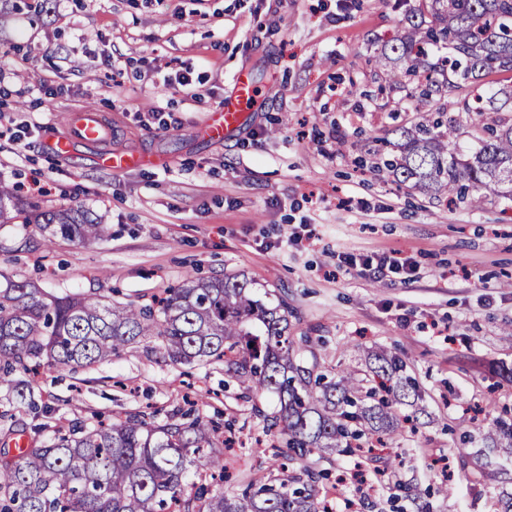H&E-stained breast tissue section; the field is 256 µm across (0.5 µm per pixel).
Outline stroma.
<instances>
[{"instance_id":"obj_1","label":"stroma","mask_w":512,"mask_h":512,"mask_svg":"<svg viewBox=\"0 0 512 512\" xmlns=\"http://www.w3.org/2000/svg\"><path fill=\"white\" fill-rule=\"evenodd\" d=\"M418 0H50V14L0 19V183L20 206L79 207L106 233L48 241L38 225L0 224V275L53 294L147 305L188 277L242 274L258 295L284 296L298 360L368 379L375 354L403 364L425 409L416 431L365 460L311 455L337 512H493L512 493V463L486 461L481 432L512 411L511 202L489 194L447 208L441 194L375 171L380 142L428 106L380 66ZM260 93L240 131L195 136L240 71ZM191 83L179 85V76ZM112 122L113 149L163 157L114 174L91 149L53 155L73 112ZM299 230L303 239L291 244ZM402 252L408 279L345 273L340 255ZM32 387L51 427L146 407L168 412L194 388L201 415L232 424L242 480L279 474L283 449L239 399L223 363L188 368L161 348H124L79 370L44 367ZM447 493H440V485Z\"/></svg>"}]
</instances>
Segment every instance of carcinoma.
I'll return each mask as SVG.
<instances>
[{"instance_id":"1","label":"carcinoma","mask_w":512,"mask_h":512,"mask_svg":"<svg viewBox=\"0 0 512 512\" xmlns=\"http://www.w3.org/2000/svg\"><path fill=\"white\" fill-rule=\"evenodd\" d=\"M423 2L426 10L404 17L382 64H403L400 74L411 83L422 70L441 71L443 79L427 78L420 97L431 103L459 93L478 147L458 149L456 124L445 127L428 113L399 129L397 155L385 167L398 183L446 192L454 205H480L487 188L511 199L512 118L502 112L512 93L491 88L473 96L470 88L488 72H512V0ZM440 43L448 55L431 64L426 46ZM13 199V189L0 185V223L14 219ZM29 223L43 225L50 242L83 243L105 234L102 222L73 207L43 211L33 204ZM153 340L176 364L224 363L255 413L253 397L276 394L280 409L265 416L266 431L289 450L281 469L300 462L299 473L260 475L225 493L219 440L225 425L192 408L173 409L161 423L155 410L129 412L110 426L77 421L40 445L33 439L14 449L10 443L26 430L16 428L6 410L0 413V512H329L319 497L325 474L304 459L316 451L331 454L369 432L393 438L402 428L396 404L421 400L406 382L388 385L389 373L402 368L394 358L384 359L366 390L350 375L337 381L313 375L293 358L288 303L281 298L269 305L238 275L189 277L169 290L157 311L57 296L31 281L0 288V378L10 381L16 406L37 409L26 381L11 379L32 363L83 368ZM482 442L488 453L512 451V419L493 420Z\"/></svg>"}]
</instances>
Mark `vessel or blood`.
Instances as JSON below:
<instances>
[{"instance_id":"vessel-or-blood-1","label":"vessel or blood","mask_w":512,"mask_h":512,"mask_svg":"<svg viewBox=\"0 0 512 512\" xmlns=\"http://www.w3.org/2000/svg\"><path fill=\"white\" fill-rule=\"evenodd\" d=\"M257 97L258 91L251 77L245 73L239 74L233 95L225 99L223 106L197 129V136L221 139L238 130ZM111 138L112 126L105 116L96 110L84 109L72 115L67 132L54 137L50 146L61 156L74 154L80 147L96 149L99 167L114 173H122L148 163L146 155L110 149L108 143Z\"/></svg>"}]
</instances>
